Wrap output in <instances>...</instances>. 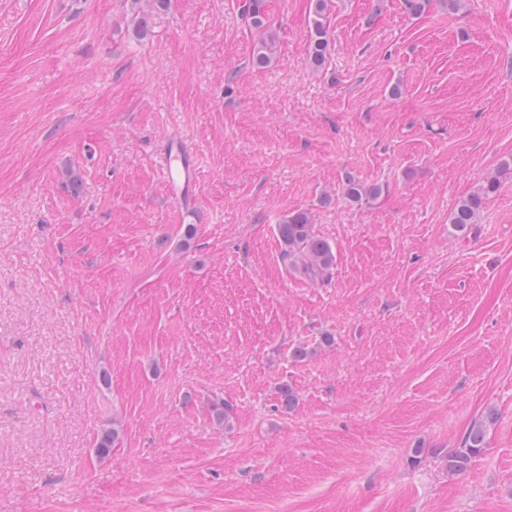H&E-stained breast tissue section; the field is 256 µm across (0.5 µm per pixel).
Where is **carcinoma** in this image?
I'll return each mask as SVG.
<instances>
[{
    "mask_svg": "<svg viewBox=\"0 0 512 512\" xmlns=\"http://www.w3.org/2000/svg\"><path fill=\"white\" fill-rule=\"evenodd\" d=\"M313 18L310 29V49L313 62L322 66L327 59L329 42L327 38L326 0H311ZM241 15L249 25L259 29L267 38L260 41L252 54V66L263 69L272 61V28L269 23L267 0H241ZM499 188L498 180L490 177L477 190L462 200L449 216V223L461 232L477 223L486 200ZM278 234L285 254L294 258V266L312 280L325 281L332 276L335 255L330 243L318 236L313 224L304 213H293L278 225ZM495 421V414L488 410L471 426L461 440L460 448L448 455V472H465L474 458L485 448L486 434Z\"/></svg>",
    "mask_w": 512,
    "mask_h": 512,
    "instance_id": "1",
    "label": "carcinoma"
}]
</instances>
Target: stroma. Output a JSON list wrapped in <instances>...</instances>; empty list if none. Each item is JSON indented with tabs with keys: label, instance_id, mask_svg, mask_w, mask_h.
<instances>
[{
	"label": "stroma",
	"instance_id": "35a3bbf8",
	"mask_svg": "<svg viewBox=\"0 0 512 512\" xmlns=\"http://www.w3.org/2000/svg\"><path fill=\"white\" fill-rule=\"evenodd\" d=\"M240 3L0 0V512H512V0ZM241 4V15L247 19L249 25L267 34V38L260 41L252 54V66L258 69L266 68L272 61L273 42L267 0H242ZM313 18L310 29L311 58L317 66L325 64L329 42L327 38L326 0H311ZM186 148L177 141H171L164 149L162 160L164 173L173 200L181 204L184 193H188L195 180V169L187 161ZM499 188L496 178H487L477 190L462 200L449 216V224L464 232L471 226L477 224L478 216L486 200L494 195ZM278 234L285 254L296 258L294 267L312 280L331 278L335 255L330 243L318 236L305 213H293L278 224ZM495 421L493 410L482 414L461 440L460 448L448 455V471L451 474L465 472L474 458L485 448L486 434Z\"/></svg>",
	"mask_w": 512,
	"mask_h": 512
}]
</instances>
